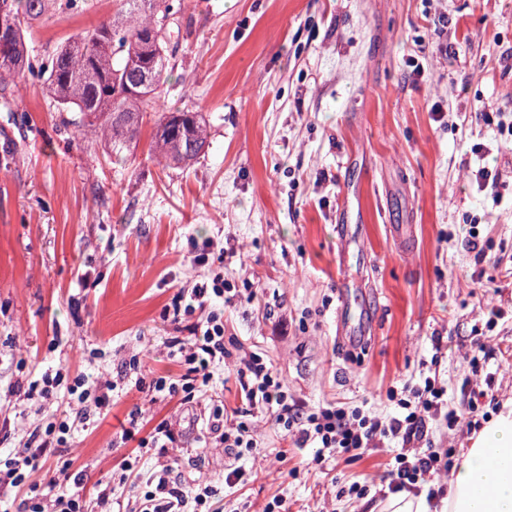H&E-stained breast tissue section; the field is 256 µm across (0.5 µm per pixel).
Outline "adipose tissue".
I'll list each match as a JSON object with an SVG mask.
<instances>
[{
  "mask_svg": "<svg viewBox=\"0 0 512 512\" xmlns=\"http://www.w3.org/2000/svg\"><path fill=\"white\" fill-rule=\"evenodd\" d=\"M369 512H512V409L490 418L457 458L444 496L397 492Z\"/></svg>",
  "mask_w": 512,
  "mask_h": 512,
  "instance_id": "obj_1",
  "label": "adipose tissue"
}]
</instances>
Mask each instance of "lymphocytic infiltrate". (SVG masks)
I'll return each instance as SVG.
<instances>
[{
	"label": "lymphocytic infiltrate",
	"instance_id": "lymphocytic-infiltrate-1",
	"mask_svg": "<svg viewBox=\"0 0 512 512\" xmlns=\"http://www.w3.org/2000/svg\"><path fill=\"white\" fill-rule=\"evenodd\" d=\"M224 293V274L215 271L209 283L176 294L172 319L177 323L185 319L190 322L189 337L170 336L164 340L168 358L178 366V373L168 372L147 381L126 369L116 380L105 376L78 377L68 385L62 372L48 370L40 382L30 383L25 392L27 398L50 399L54 389L62 386L69 401L55 422L45 430L31 431L16 456L0 463V499L21 492L27 497L29 512H85L82 472L61 467L62 480L52 492L29 482L28 470L66 444L71 429H88L97 414L108 406L119 380L148 392L154 403L174 399L179 405L189 406L196 396L211 391L215 372L224 367V321L209 313L208 308ZM235 380L242 403L262 406L284 428L295 447L313 449L314 464L336 457L356 461L368 451L388 448L393 453L390 491L416 494L424 490L432 498L443 496V489L432 488L431 483L447 473L449 451L432 449L428 423L441 417L447 426L453 427L460 417L449 410L448 389L438 378L424 377L408 397L397 399V412L382 418L340 404L303 410L289 401L274 367L252 354L240 358ZM208 425L216 442L237 455H264L251 424L240 420L237 414L213 409ZM172 472V466L166 464L151 476L149 489L134 512H224V504L216 499L211 485L199 482L188 489L172 479Z\"/></svg>",
	"mask_w": 512,
	"mask_h": 512
}]
</instances>
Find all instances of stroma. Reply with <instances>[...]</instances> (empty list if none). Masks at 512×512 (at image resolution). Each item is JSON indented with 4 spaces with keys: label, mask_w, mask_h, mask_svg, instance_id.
<instances>
[{
    "label": "stroma",
    "mask_w": 512,
    "mask_h": 512,
    "mask_svg": "<svg viewBox=\"0 0 512 512\" xmlns=\"http://www.w3.org/2000/svg\"><path fill=\"white\" fill-rule=\"evenodd\" d=\"M78 3L34 24L35 61L115 7ZM180 15L187 34L164 102L206 122L194 165L151 154L150 113L118 159L40 82L0 105V460L43 420L14 385L48 368L105 375L134 356L145 379L170 370L166 311L218 265L235 290L233 303L211 305L224 317L226 411L241 406L232 369L251 352L308 410L338 402L382 417L395 408L389 390L433 372L457 411L471 402L466 378L487 380L475 420L512 403V147L496 131L512 120V0H181ZM483 166L500 189L471 179ZM343 290L348 319L373 320L359 348L336 331ZM487 300L502 311L491 326ZM476 340L485 356L474 370L464 354ZM175 409L115 392L30 478L50 484L69 461L86 499L112 481L124 504L165 460L181 482L217 489L224 512H260L276 497L288 512H341V494L363 481L357 512H368L385 484L387 449L319 467L257 409L249 421L266 461L140 448ZM134 421L140 432L126 438ZM126 458L138 486L119 481ZM228 462L243 472L233 488Z\"/></svg>",
    "instance_id": "obj_1"
}]
</instances>
